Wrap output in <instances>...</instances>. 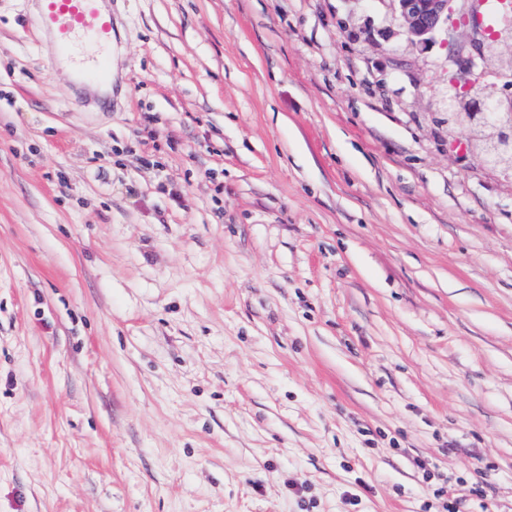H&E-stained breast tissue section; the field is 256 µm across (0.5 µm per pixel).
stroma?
Here are the masks:
<instances>
[{"label": "stroma", "mask_w": 512, "mask_h": 512, "mask_svg": "<svg viewBox=\"0 0 512 512\" xmlns=\"http://www.w3.org/2000/svg\"><path fill=\"white\" fill-rule=\"evenodd\" d=\"M0 0V512H512V182L391 0ZM36 20L51 37L55 55L66 60L78 82L104 84L112 79L108 54L115 38L112 9L106 0H35ZM93 51H84V45Z\"/></svg>", "instance_id": "1"}]
</instances>
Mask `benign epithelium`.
I'll return each mask as SVG.
<instances>
[{
  "label": "benign epithelium",
  "mask_w": 512,
  "mask_h": 512,
  "mask_svg": "<svg viewBox=\"0 0 512 512\" xmlns=\"http://www.w3.org/2000/svg\"><path fill=\"white\" fill-rule=\"evenodd\" d=\"M406 40L424 49L437 35L461 26L471 30L470 53L448 81V135L462 137L484 168L512 175V95L495 88L512 73V23L486 31L472 5L457 0H392Z\"/></svg>",
  "instance_id": "benign-epithelium-1"
}]
</instances>
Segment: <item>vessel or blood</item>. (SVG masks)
Listing matches in <instances>:
<instances>
[{
  "instance_id": "obj_1",
  "label": "vessel or blood",
  "mask_w": 512,
  "mask_h": 512,
  "mask_svg": "<svg viewBox=\"0 0 512 512\" xmlns=\"http://www.w3.org/2000/svg\"><path fill=\"white\" fill-rule=\"evenodd\" d=\"M36 20L50 36L57 58L66 60L81 82L112 79L108 54L115 38L106 0H35Z\"/></svg>"
}]
</instances>
